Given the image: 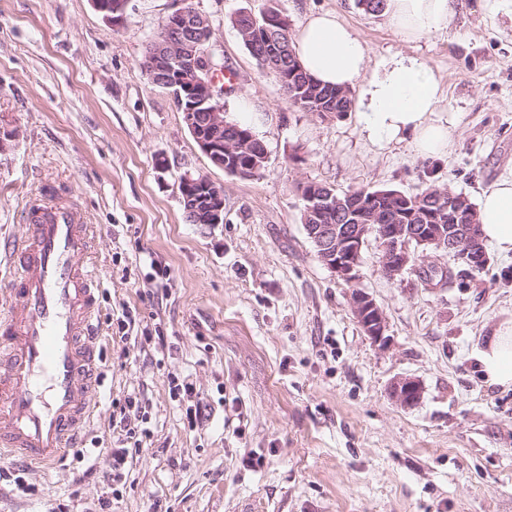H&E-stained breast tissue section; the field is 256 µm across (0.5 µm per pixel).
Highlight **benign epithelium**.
<instances>
[{"instance_id": "obj_1", "label": "benign epithelium", "mask_w": 512, "mask_h": 512, "mask_svg": "<svg viewBox=\"0 0 512 512\" xmlns=\"http://www.w3.org/2000/svg\"><path fill=\"white\" fill-rule=\"evenodd\" d=\"M92 5L113 28L125 23L128 0H92ZM211 36L209 18L187 2L166 18L149 66L154 73L177 76L173 87L187 101L184 122L194 141L215 167L241 178L246 171H261L267 151L252 154L254 137L246 134L224 137V92L217 89L214 69L203 49ZM180 183L181 202L194 223L210 228L224 223V186L205 175L190 173L183 174ZM381 196L391 203L390 210L372 209L370 201L364 199L340 200L335 189L322 184L301 188L306 234L320 261L345 282L359 279L361 252L370 232L377 234L380 243V269L393 280L413 269L418 250L446 252L471 272L488 263L465 195L429 190L412 198L399 191ZM404 211L409 224L397 223ZM352 308L364 334L378 347L386 348V317L372 297L355 291ZM390 394L400 406L414 408L421 403L424 388L414 377H399L392 382Z\"/></svg>"}]
</instances>
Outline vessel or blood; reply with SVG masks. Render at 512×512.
Here are the masks:
<instances>
[{
	"mask_svg": "<svg viewBox=\"0 0 512 512\" xmlns=\"http://www.w3.org/2000/svg\"><path fill=\"white\" fill-rule=\"evenodd\" d=\"M26 221L25 238L8 245L15 273L0 316V450L41 467L76 447L95 404L99 308L81 212L37 199Z\"/></svg>",
	"mask_w": 512,
	"mask_h": 512,
	"instance_id": "vessel-or-blood-1",
	"label": "vessel or blood"
}]
</instances>
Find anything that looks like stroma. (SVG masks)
<instances>
[{
  "label": "stroma",
  "mask_w": 512,
  "mask_h": 512,
  "mask_svg": "<svg viewBox=\"0 0 512 512\" xmlns=\"http://www.w3.org/2000/svg\"><path fill=\"white\" fill-rule=\"evenodd\" d=\"M234 71L228 120L264 141L267 160L243 179L213 166L172 95L142 63L182 0H129L112 29L91 0H0V243L26 231L32 196L75 202L90 226L99 281L102 382L81 430L84 461L25 469L33 493L0 485V512H512V391L484 384L473 359L512 320V256L485 271L442 252L392 280L368 238L348 284L318 259L301 223L300 189H450L477 200L512 167V0H456L447 28L404 42L355 0H281L292 28L332 11L372 62L419 57L441 78L440 110L457 125L447 154L409 143L378 149L359 112H303L249 53L232 24L265 0H192ZM224 187V222L189 223L179 178ZM384 311L387 348L363 333L354 289ZM136 310L164 345L121 358L117 319ZM189 377L204 417L189 426L170 377ZM414 377L405 409L391 383ZM136 396L151 434L120 485L113 404ZM390 394L401 407L414 408L421 403L424 388L422 383L414 377H400L392 382Z\"/></svg>",
  "instance_id": "1"
}]
</instances>
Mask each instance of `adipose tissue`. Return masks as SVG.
<instances>
[{
  "label": "adipose tissue",
  "mask_w": 512,
  "mask_h": 512,
  "mask_svg": "<svg viewBox=\"0 0 512 512\" xmlns=\"http://www.w3.org/2000/svg\"><path fill=\"white\" fill-rule=\"evenodd\" d=\"M451 0H386L391 30L411 42L447 27ZM303 69L323 85L357 91L362 132L377 148L410 140L424 158L444 155L456 126L442 119L437 73L426 61L395 56L371 63L358 34L336 13L309 15L292 41ZM483 240L503 255L512 254V171L482 190L477 205ZM485 385L512 390V323L500 326L474 354Z\"/></svg>",
  "instance_id": "adipose-tissue-1"
}]
</instances>
